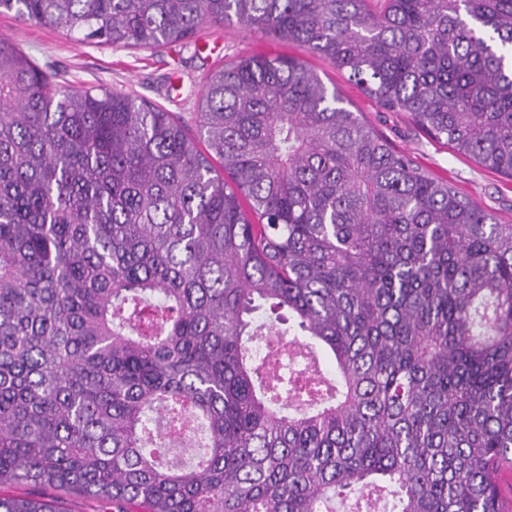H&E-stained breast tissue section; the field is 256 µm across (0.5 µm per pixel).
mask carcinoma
I'll return each instance as SVG.
<instances>
[{
  "instance_id": "carcinoma-1",
  "label": "carcinoma",
  "mask_w": 512,
  "mask_h": 512,
  "mask_svg": "<svg viewBox=\"0 0 512 512\" xmlns=\"http://www.w3.org/2000/svg\"><path fill=\"white\" fill-rule=\"evenodd\" d=\"M114 48L237 21L348 71L512 177V0H0ZM189 130L61 91L0 38V487L117 512H504L512 224L376 133L302 59L206 80ZM325 347L332 389L249 343ZM188 445L190 466L162 449ZM0 512H61L0 494ZM3 490L10 495L34 494L41 496V499L53 500L64 512H103L104 510L102 508L104 504L98 499L74 491L59 492L49 487L33 488L24 485L3 488Z\"/></svg>"
}]
</instances>
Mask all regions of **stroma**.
Returning <instances> with one entry per match:
<instances>
[{"mask_svg": "<svg viewBox=\"0 0 512 512\" xmlns=\"http://www.w3.org/2000/svg\"><path fill=\"white\" fill-rule=\"evenodd\" d=\"M0 36L31 56L57 83L71 90L106 87L191 120L209 73L258 53L304 59L328 85H336L365 120L461 195L512 224V179L491 173L452 147L432 140L400 112H387L351 83L330 61L301 46L271 40L238 23L202 29L183 44L157 50L115 49L83 34L54 31L15 13H0Z\"/></svg>", "mask_w": 512, "mask_h": 512, "instance_id": "obj_1", "label": "stroma"}]
</instances>
